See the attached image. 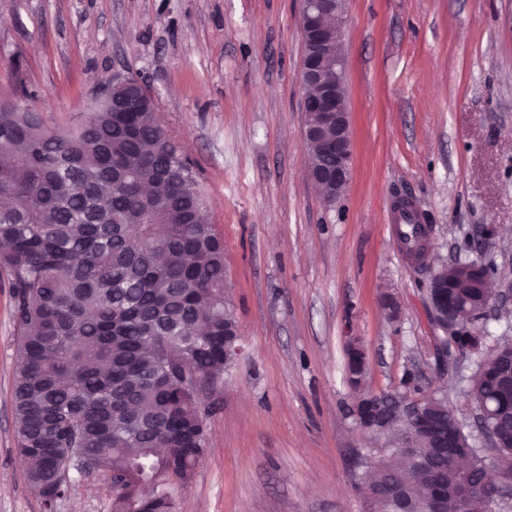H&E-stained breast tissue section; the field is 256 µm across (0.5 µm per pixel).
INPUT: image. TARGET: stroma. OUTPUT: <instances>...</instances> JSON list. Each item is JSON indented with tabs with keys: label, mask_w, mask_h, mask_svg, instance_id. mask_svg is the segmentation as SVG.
I'll return each mask as SVG.
<instances>
[{
	"label": "stroma",
	"mask_w": 512,
	"mask_h": 512,
	"mask_svg": "<svg viewBox=\"0 0 512 512\" xmlns=\"http://www.w3.org/2000/svg\"><path fill=\"white\" fill-rule=\"evenodd\" d=\"M346 10L354 167L328 204L305 170L298 0H0V98L67 131L113 76L144 82L224 239L242 351L175 512H367L350 336L367 389L392 394L414 375L475 431V361L441 356L427 275L398 248L392 207L406 195L428 215V267L480 257L495 287L512 284V0ZM18 359L0 274V512H49L16 449ZM50 512H112V488L72 475Z\"/></svg>",
	"instance_id": "stroma-1"
}]
</instances>
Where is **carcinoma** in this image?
<instances>
[{
	"instance_id": "carcinoma-1",
	"label": "carcinoma",
	"mask_w": 512,
	"mask_h": 512,
	"mask_svg": "<svg viewBox=\"0 0 512 512\" xmlns=\"http://www.w3.org/2000/svg\"><path fill=\"white\" fill-rule=\"evenodd\" d=\"M155 105L143 112H90L80 125L45 137L34 112L0 106V270L9 279L20 361L12 394L19 455L46 509L69 489L75 450L122 485L113 512H173L168 489L192 479L207 447L205 417L180 386L178 366L221 379L224 335L237 322L224 288V241L209 224L196 173ZM157 184L142 214L141 189ZM465 305L471 277L448 276ZM483 340L455 336L466 356ZM495 352L470 384L474 403L512 413ZM434 432L463 436L448 402L432 403ZM365 457L364 485H395V512H429L434 486L458 512L457 483L435 438L419 436L410 462L394 428ZM165 453H157V449ZM471 492L481 499L512 478V447L498 472L469 448Z\"/></svg>"
}]
</instances>
